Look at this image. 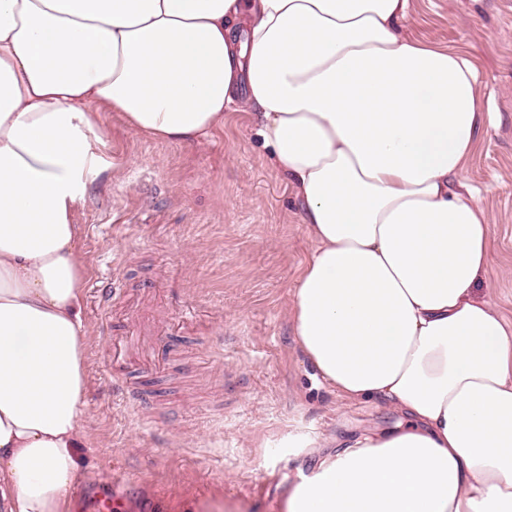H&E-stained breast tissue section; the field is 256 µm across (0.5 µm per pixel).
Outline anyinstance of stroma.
Here are the masks:
<instances>
[{
    "label": "stroma",
    "instance_id": "stroma-1",
    "mask_svg": "<svg viewBox=\"0 0 512 512\" xmlns=\"http://www.w3.org/2000/svg\"><path fill=\"white\" fill-rule=\"evenodd\" d=\"M405 33L467 56L491 113L463 174L490 216L492 261L473 295L512 323V0H410ZM87 136L95 172L71 204L85 267L91 337V441L76 482L140 476L155 512H283L299 474L363 434L393 428L383 403L346 402L302 353L290 308L313 243L293 192L271 165L250 113L193 145L129 130L101 112ZM123 285L119 302L101 299ZM191 320L165 337L163 369L136 353L123 368L112 340L144 310ZM153 392L137 412L114 379Z\"/></svg>",
    "mask_w": 512,
    "mask_h": 512
}]
</instances>
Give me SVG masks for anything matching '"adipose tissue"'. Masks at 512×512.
Returning <instances> with one entry per match:
<instances>
[{"label":"adipose tissue","instance_id":"adipose-tissue-1","mask_svg":"<svg viewBox=\"0 0 512 512\" xmlns=\"http://www.w3.org/2000/svg\"><path fill=\"white\" fill-rule=\"evenodd\" d=\"M409 0H0V512H67L86 434L79 228L98 112L194 143L245 109L314 248L298 345L404 423L323 457L286 512H512V327L473 297L484 115Z\"/></svg>","mask_w":512,"mask_h":512}]
</instances>
